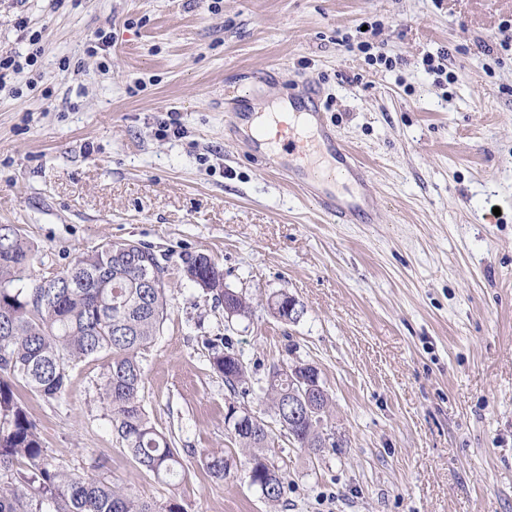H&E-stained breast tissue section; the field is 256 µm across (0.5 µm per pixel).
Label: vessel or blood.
<instances>
[{
  "instance_id": "obj_1",
  "label": "vessel or blood",
  "mask_w": 512,
  "mask_h": 512,
  "mask_svg": "<svg viewBox=\"0 0 512 512\" xmlns=\"http://www.w3.org/2000/svg\"><path fill=\"white\" fill-rule=\"evenodd\" d=\"M312 81L273 111L272 125L254 128L260 113L249 92L235 99L233 134L251 152L269 159L274 172L313 202L334 224H367L379 209L372 180L356 154L337 135Z\"/></svg>"
}]
</instances>
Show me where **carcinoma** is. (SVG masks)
<instances>
[{"label":"carcinoma","mask_w":512,"mask_h":512,"mask_svg":"<svg viewBox=\"0 0 512 512\" xmlns=\"http://www.w3.org/2000/svg\"><path fill=\"white\" fill-rule=\"evenodd\" d=\"M186 279L203 294L224 305L230 289L224 273L205 253L181 257ZM165 266L152 248L134 241H113L107 248L83 253L54 275L34 270L31 247L14 224H0V512H185L177 497L157 504L129 489L88 475L67 473L48 457L36 425L21 403L17 388L24 386L47 399L62 395L69 364L107 353L104 390L112 408L118 439L139 471L176 486L187 464L172 439L156 430L140 396L144 373L140 350L152 344L167 318L168 288ZM155 278V287L142 280ZM213 369L224 378L231 394L247 393V367L226 346L224 338L208 342ZM309 380L319 387L317 410L293 420H280L278 410L297 388L286 371L272 366L265 395L275 421L301 448H336L326 442L324 425L331 398L317 371ZM236 443L251 454L250 480L269 502L279 501L287 476L270 462L266 449L270 434L264 427L231 430ZM207 473L222 480L228 459L219 454L202 460Z\"/></svg>","instance_id":"carcinoma-1"}]
</instances>
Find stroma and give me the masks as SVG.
Here are the masks:
<instances>
[{
  "label": "stroma",
  "instance_id": "35a3bbf8",
  "mask_svg": "<svg viewBox=\"0 0 512 512\" xmlns=\"http://www.w3.org/2000/svg\"><path fill=\"white\" fill-rule=\"evenodd\" d=\"M23 16L42 53L0 90V224L44 273L109 241L167 255L143 405L180 451L231 467L219 481L193 464L175 488L138 473L104 354L71 364L61 397L24 395L55 463L186 512H512V0H0V47L28 51ZM366 25L384 60L358 50ZM100 30L111 44L89 54ZM443 49L438 76L425 58ZM307 81L370 174L372 223H328L230 138L237 88L271 99ZM198 252L248 316L185 278ZM285 295L297 320L273 310ZM218 337L247 366L253 413L274 364L315 366L333 399L336 448L271 423L278 502L224 425Z\"/></svg>",
  "mask_w": 512,
  "mask_h": 512
}]
</instances>
